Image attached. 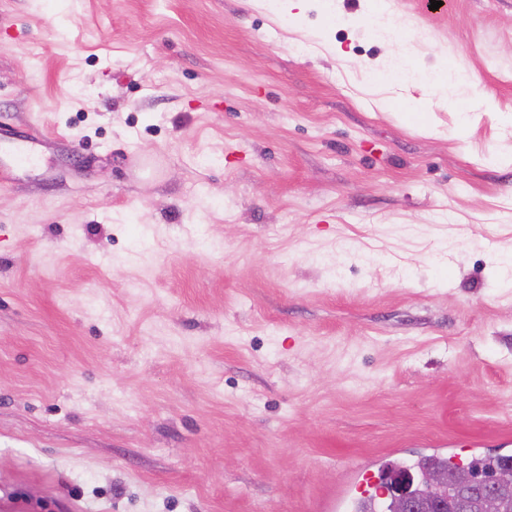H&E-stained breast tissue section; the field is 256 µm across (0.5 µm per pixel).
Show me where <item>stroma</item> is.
<instances>
[{
    "label": "stroma",
    "instance_id": "35a3bbf8",
    "mask_svg": "<svg viewBox=\"0 0 512 512\" xmlns=\"http://www.w3.org/2000/svg\"><path fill=\"white\" fill-rule=\"evenodd\" d=\"M385 2L0 0V512L512 455V0Z\"/></svg>",
    "mask_w": 512,
    "mask_h": 512
}]
</instances>
